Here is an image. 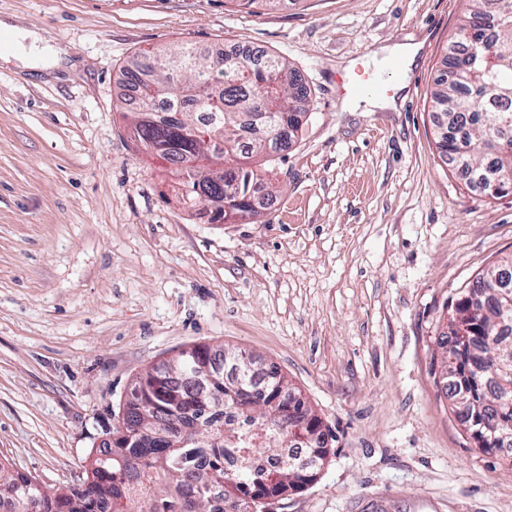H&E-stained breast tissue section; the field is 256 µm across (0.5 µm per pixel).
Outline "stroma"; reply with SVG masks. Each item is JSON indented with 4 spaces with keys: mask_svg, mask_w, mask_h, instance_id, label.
Here are the masks:
<instances>
[{
    "mask_svg": "<svg viewBox=\"0 0 512 512\" xmlns=\"http://www.w3.org/2000/svg\"><path fill=\"white\" fill-rule=\"evenodd\" d=\"M469 0H0L75 63L0 55V459L81 478L137 376L194 344L273 365L329 428L318 479L268 512H512L433 369L446 308L512 255V194L459 179L431 93ZM420 41L400 111L336 79ZM286 58L302 129L257 221L211 223L138 143L122 69L169 43Z\"/></svg>",
    "mask_w": 512,
    "mask_h": 512,
    "instance_id": "1",
    "label": "stroma"
}]
</instances>
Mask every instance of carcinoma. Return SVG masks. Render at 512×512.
<instances>
[{
  "label": "carcinoma",
  "mask_w": 512,
  "mask_h": 512,
  "mask_svg": "<svg viewBox=\"0 0 512 512\" xmlns=\"http://www.w3.org/2000/svg\"><path fill=\"white\" fill-rule=\"evenodd\" d=\"M472 9L455 34L460 51L438 81L432 100L439 111L438 148L459 159V177L479 179L484 191L512 172V13L492 11L489 0ZM482 34L492 54L474 48ZM138 83L129 113L134 138L172 166L189 156L210 161L200 179L182 184L188 200L208 195L202 211L213 221L235 222L259 214L260 199L275 193L245 159L279 154L296 137L307 89L288 64L274 56L204 54L169 45L133 57L123 68ZM153 113V121L137 119ZM275 113L288 132L269 131L242 143L261 113ZM208 135L184 137L175 115ZM472 146L460 152V142ZM512 259L478 276L447 316L439 344L442 379L452 409L480 448H512ZM251 358L195 345L170 363L134 381L112 428V441L94 449L85 476L63 489L0 462V512H263L264 504L314 482L329 453L331 434L273 366L254 370ZM308 438L317 464L262 466L289 438ZM235 463L226 472L225 463Z\"/></svg>",
  "instance_id": "carcinoma-1"
}]
</instances>
